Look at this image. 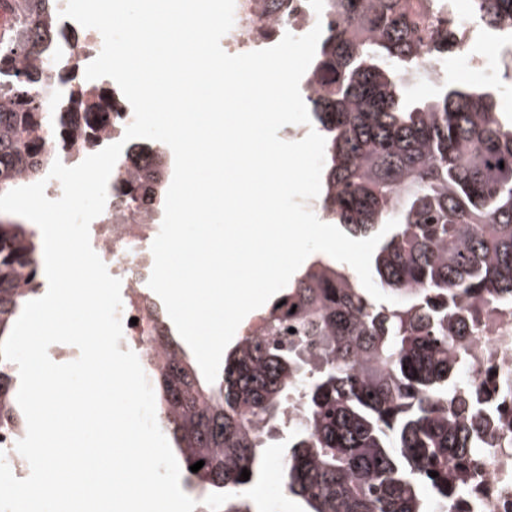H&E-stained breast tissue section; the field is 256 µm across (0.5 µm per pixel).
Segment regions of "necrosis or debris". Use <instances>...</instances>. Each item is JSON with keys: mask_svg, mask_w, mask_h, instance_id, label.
Listing matches in <instances>:
<instances>
[{"mask_svg": "<svg viewBox=\"0 0 512 512\" xmlns=\"http://www.w3.org/2000/svg\"><path fill=\"white\" fill-rule=\"evenodd\" d=\"M408 27L423 48L417 72L409 73L407 83L416 79H438L445 65L442 57L429 53L431 32L448 31L460 47L476 41L494 43L499 60L512 58V25L490 28L480 24L472 13H461L456 0H402ZM317 15L309 0H235L234 26L224 37V50L239 55L276 45L285 33L297 36L311 31ZM68 36L54 41L44 58L61 72L85 69L100 53L101 35L71 19H63ZM163 217L156 200L148 194L126 210H119L115 197H108L101 216L90 225V243L106 264L109 273L121 281L123 322L122 346L134 350L140 362H147L153 349L149 334L158 320L150 307L153 299L148 279L154 259L151 245ZM468 363L463 379L478 391L489 394L498 407L488 435V447L480 449L468 479L473 489L459 506L463 512H512V393L504 381L512 377V316L487 322L482 333L470 337L466 349Z\"/></svg>", "mask_w": 512, "mask_h": 512, "instance_id": "obj_1", "label": "necrosis or debris"}]
</instances>
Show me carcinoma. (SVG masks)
Returning a JSON list of instances; mask_svg holds the SVG:
<instances>
[{
  "instance_id": "carcinoma-1",
  "label": "carcinoma",
  "mask_w": 512,
  "mask_h": 512,
  "mask_svg": "<svg viewBox=\"0 0 512 512\" xmlns=\"http://www.w3.org/2000/svg\"><path fill=\"white\" fill-rule=\"evenodd\" d=\"M471 6L485 26L512 21V0ZM329 9L359 20L360 33L327 26L312 70L322 92L309 106L326 139L320 208L354 236L399 220L373 257L377 287L399 302L376 301L344 266L315 258L265 311L263 336L240 337L213 383L169 331L155 337L157 418L202 512H251L246 490L272 424L290 430L287 488L308 512H429L438 501L458 512L489 418L478 415L480 393L463 388L456 354L480 323L512 313V120L479 86L410 94L404 75L421 48L401 0H329ZM16 11V29L0 38V194L44 179L58 159L51 144L91 151L112 126L105 89L42 60L57 33L55 0H16ZM430 51L461 53L447 33ZM62 83L76 111H39L32 90ZM166 175L149 177L160 203ZM38 250L31 227L0 219V341L42 287ZM307 336L322 345L314 361ZM300 371V418L290 423ZM15 389L13 362L0 359V428L25 427Z\"/></svg>"
}]
</instances>
